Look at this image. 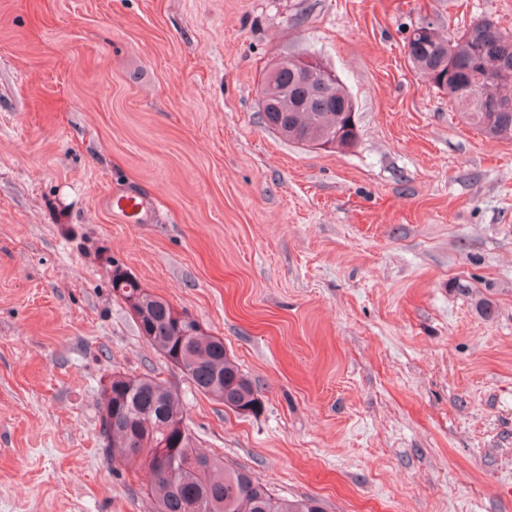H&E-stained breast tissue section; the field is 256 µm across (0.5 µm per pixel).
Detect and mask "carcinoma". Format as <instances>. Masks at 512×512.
<instances>
[{"mask_svg":"<svg viewBox=\"0 0 512 512\" xmlns=\"http://www.w3.org/2000/svg\"><path fill=\"white\" fill-rule=\"evenodd\" d=\"M408 58L420 76L448 94L464 120L488 139H512V111L500 112L501 92L512 76L499 75L501 62L512 60V33L497 29L493 21L482 19L457 35H443L431 28L426 36L407 34ZM273 102L264 123H282L283 138L298 145H325L338 151L355 146L357 139L344 132L348 113L355 109L352 97L341 82L333 90L312 93L302 88L294 68L280 65L274 77L264 76ZM175 308L166 300L147 304L141 336L158 352L177 351L182 355L185 376L201 392L227 404H242L252 414L262 411V398L255 397V382L240 369L224 347V339L208 332L183 340L176 338ZM112 404L135 414L128 427L113 429L106 447L112 457L135 464L130 449L135 438L143 447L157 448L165 440L170 425L185 421V410L168 384L157 376H137L134 386L112 383ZM174 460L169 476L147 467L148 493L156 502V512H323L312 498L288 499L276 493L248 471L224 464L218 455L206 456L202 468L194 459L203 453L194 448L191 430L184 439L170 437Z\"/></svg>","mask_w":512,"mask_h":512,"instance_id":"obj_1","label":"carcinoma"}]
</instances>
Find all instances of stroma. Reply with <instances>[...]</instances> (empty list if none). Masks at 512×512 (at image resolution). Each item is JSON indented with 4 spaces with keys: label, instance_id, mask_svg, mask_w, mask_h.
<instances>
[{
    "label": "stroma",
    "instance_id": "35a3bbf8",
    "mask_svg": "<svg viewBox=\"0 0 512 512\" xmlns=\"http://www.w3.org/2000/svg\"><path fill=\"white\" fill-rule=\"evenodd\" d=\"M483 18L512 31V0H0V512H151L101 445L115 373L167 380L197 448L325 512H512V140L403 41ZM303 54L355 102L347 151L261 121ZM117 265L223 338L260 414L151 347ZM109 204L112 210L120 212L135 222L142 220L147 209L144 198L131 194H114L109 199Z\"/></svg>",
    "mask_w": 512,
    "mask_h": 512
}]
</instances>
